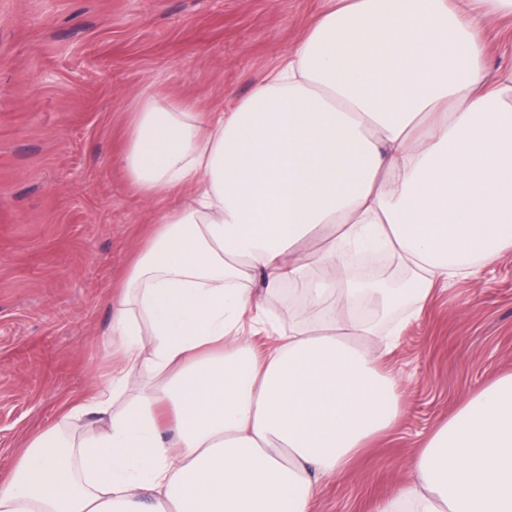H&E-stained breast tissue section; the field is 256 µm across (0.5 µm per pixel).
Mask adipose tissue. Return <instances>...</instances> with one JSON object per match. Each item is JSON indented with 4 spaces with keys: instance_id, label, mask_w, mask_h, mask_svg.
Returning a JSON list of instances; mask_svg holds the SVG:
<instances>
[{
    "instance_id": "ef3b65f1",
    "label": "adipose tissue",
    "mask_w": 512,
    "mask_h": 512,
    "mask_svg": "<svg viewBox=\"0 0 512 512\" xmlns=\"http://www.w3.org/2000/svg\"><path fill=\"white\" fill-rule=\"evenodd\" d=\"M512 0H331L230 112L139 100L121 158L166 209L112 301L118 363L87 403L89 442L51 426L0 481V512H314L322 480L392 430L400 382L380 367L343 245L382 244L405 298L512 252V70L486 82L477 36ZM290 287L262 347L250 282ZM136 366L155 375L130 387ZM173 416L164 440L159 410ZM373 512H512V373L464 401Z\"/></svg>"
}]
</instances>
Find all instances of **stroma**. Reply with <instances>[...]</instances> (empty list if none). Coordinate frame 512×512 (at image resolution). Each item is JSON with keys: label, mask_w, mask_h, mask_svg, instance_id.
Masks as SVG:
<instances>
[{"label": "stroma", "mask_w": 512, "mask_h": 512, "mask_svg": "<svg viewBox=\"0 0 512 512\" xmlns=\"http://www.w3.org/2000/svg\"><path fill=\"white\" fill-rule=\"evenodd\" d=\"M328 0H0V476L28 436L91 399L112 368V298L162 201L131 190L125 131L142 97L231 110ZM512 69V18L483 35ZM382 367L403 414L315 512H369L474 390L512 372V255L435 285Z\"/></svg>", "instance_id": "stroma-1"}]
</instances>
